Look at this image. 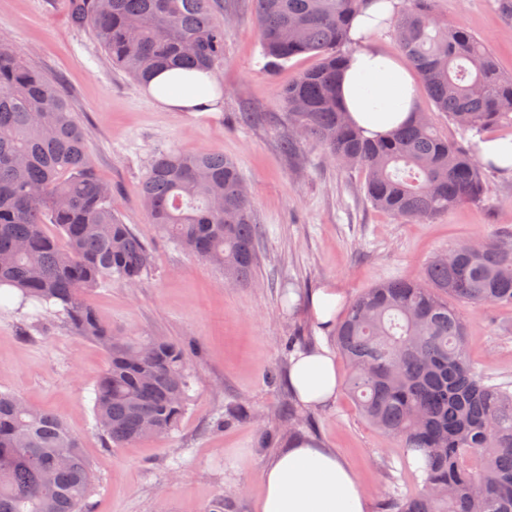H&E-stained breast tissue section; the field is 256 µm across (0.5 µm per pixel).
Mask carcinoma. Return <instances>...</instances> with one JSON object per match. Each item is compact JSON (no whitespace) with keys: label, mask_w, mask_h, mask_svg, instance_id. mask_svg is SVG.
I'll list each match as a JSON object with an SVG mask.
<instances>
[{"label":"carcinoma","mask_w":512,"mask_h":512,"mask_svg":"<svg viewBox=\"0 0 512 512\" xmlns=\"http://www.w3.org/2000/svg\"><path fill=\"white\" fill-rule=\"evenodd\" d=\"M72 22L90 29L112 65L143 85L162 71L213 72L224 63L223 0H68ZM373 0H254L266 66L313 54L319 63L281 91L290 130L283 149L319 142L337 162L366 169L365 192L397 217L427 221L484 193L472 150L442 136L424 112L370 141L348 122L337 84L352 50L350 23ZM390 23L436 111L476 134L512 124V76L484 42L442 21L434 0H405ZM234 160L175 149L155 156L139 186L150 223L178 247L253 282L259 225ZM458 244L421 280L368 288L336 324L350 367L347 391L365 419L424 464L422 488L389 497L387 512H512V391L471 364L460 305H512V238ZM149 246L112 209L83 127L44 76L0 43V287L46 309L109 357L92 411L107 443L134 445L174 430L192 376L186 348L131 340L104 325L85 294L112 281L138 284ZM453 299L456 305L448 304ZM93 472L57 414L0 391V512H83Z\"/></svg>","instance_id":"cac0c4a2"}]
</instances>
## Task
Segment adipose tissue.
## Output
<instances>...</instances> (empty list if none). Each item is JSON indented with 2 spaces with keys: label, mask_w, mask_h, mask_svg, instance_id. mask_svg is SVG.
<instances>
[{
  "label": "adipose tissue",
  "mask_w": 512,
  "mask_h": 512,
  "mask_svg": "<svg viewBox=\"0 0 512 512\" xmlns=\"http://www.w3.org/2000/svg\"><path fill=\"white\" fill-rule=\"evenodd\" d=\"M401 0H373L358 15L339 81V99L352 125L377 139L409 124L418 111L416 79L395 55L380 49L373 33L400 8ZM215 80L207 74L174 69L158 74L150 94L167 109L196 112L218 101ZM343 295L329 282L310 292L307 307L318 332L333 326ZM286 382L299 402L328 404L338 389L336 358L325 343L291 358ZM259 512H370V501L354 473L333 449L313 438L297 437L280 449L261 470Z\"/></svg>",
  "instance_id": "obj_1"
}]
</instances>
